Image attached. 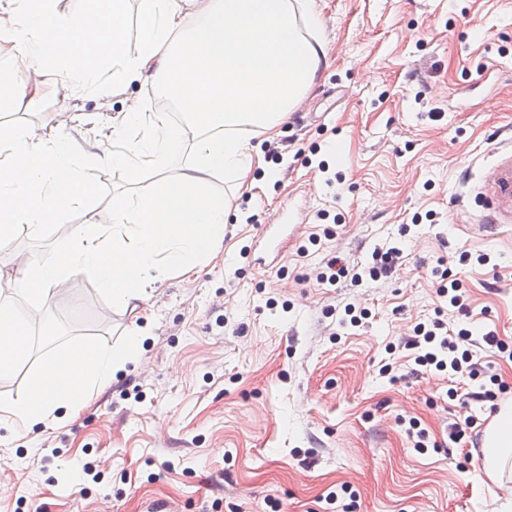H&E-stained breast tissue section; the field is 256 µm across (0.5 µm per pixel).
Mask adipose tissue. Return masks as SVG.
Wrapping results in <instances>:
<instances>
[{
  "label": "adipose tissue",
  "instance_id": "adipose-tissue-1",
  "mask_svg": "<svg viewBox=\"0 0 512 512\" xmlns=\"http://www.w3.org/2000/svg\"><path fill=\"white\" fill-rule=\"evenodd\" d=\"M136 49L127 46L126 0H6L0 67L33 70L16 80V103H35L41 91L80 98L160 75L186 117L141 103L92 145L64 140L52 128L0 124V239L17 225L60 222L66 209L87 205L86 172L115 165L131 174L151 170L148 193L126 197L110 224L86 220L64 242L21 262L23 291L38 298L83 276L111 297L113 309L146 297L148 288L194 268L224 238L230 201L211 191L213 179L245 178L255 163L251 138L273 131L292 112L326 59L315 0H141ZM111 80H104V66ZM191 148L189 164L169 175L171 156ZM35 316L21 314L16 294L0 290V377L28 351ZM140 336L121 349L83 345L46 353L23 398L0 399V421L52 427L80 399L111 383L138 356ZM488 475L512 465V412L500 411L487 440Z\"/></svg>",
  "mask_w": 512,
  "mask_h": 512
}]
</instances>
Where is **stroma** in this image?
<instances>
[{"mask_svg":"<svg viewBox=\"0 0 512 512\" xmlns=\"http://www.w3.org/2000/svg\"><path fill=\"white\" fill-rule=\"evenodd\" d=\"M327 62L278 132L253 138L260 163L233 199L224 239L191 271L157 283L114 312L84 277L19 309L34 326L29 355L0 378V399L28 394L49 349L121 345L144 334L136 361L53 428L0 424V512H330L348 487L357 512H495L506 488L464 452L439 446L450 424L491 402L472 392L502 383L512 359L479 351L489 373L449 382L416 371L405 343L439 303L438 261L461 278L476 324L512 340V0H316ZM163 77L103 97L48 96L29 110L0 100V122L52 126L84 142L110 133L129 106H160ZM278 147L274 163L269 147ZM154 176L118 167L89 172L97 223L115 202L146 193ZM294 233L278 252L259 234L279 209ZM422 223L393 277L321 282L322 260L367 263L379 240ZM83 210L0 240V288L20 278L18 254L62 242ZM318 236V245L308 242ZM487 251L498 274L461 265ZM367 309L340 326L346 305ZM393 368L381 374L382 365ZM456 397H449V389ZM416 421L430 448H410ZM90 462L95 478L72 492L67 471Z\"/></svg>","mask_w":512,"mask_h":512,"instance_id":"obj_1","label":"stroma"}]
</instances>
